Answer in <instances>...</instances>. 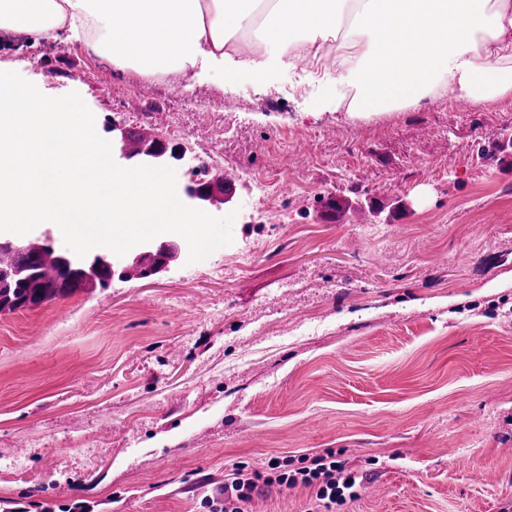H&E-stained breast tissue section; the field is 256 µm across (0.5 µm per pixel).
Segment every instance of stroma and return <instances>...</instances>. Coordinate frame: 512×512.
<instances>
[{"mask_svg":"<svg viewBox=\"0 0 512 512\" xmlns=\"http://www.w3.org/2000/svg\"><path fill=\"white\" fill-rule=\"evenodd\" d=\"M0 71L78 93L100 129L145 116L178 186L212 152L239 176L206 259L0 313V512H208L237 463L325 451L362 478L336 512L512 507L511 95L315 118L296 89L215 74L174 97L23 37Z\"/></svg>","mask_w":512,"mask_h":512,"instance_id":"obj_1","label":"stroma"}]
</instances>
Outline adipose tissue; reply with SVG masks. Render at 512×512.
Listing matches in <instances>:
<instances>
[{
	"label": "adipose tissue",
	"mask_w": 512,
	"mask_h": 512,
	"mask_svg": "<svg viewBox=\"0 0 512 512\" xmlns=\"http://www.w3.org/2000/svg\"><path fill=\"white\" fill-rule=\"evenodd\" d=\"M87 43L112 66L260 91L297 51L342 52L311 75L306 114L419 106L437 91L493 107L512 95V0H0V39Z\"/></svg>",
	"instance_id": "ef3b65f1"
}]
</instances>
